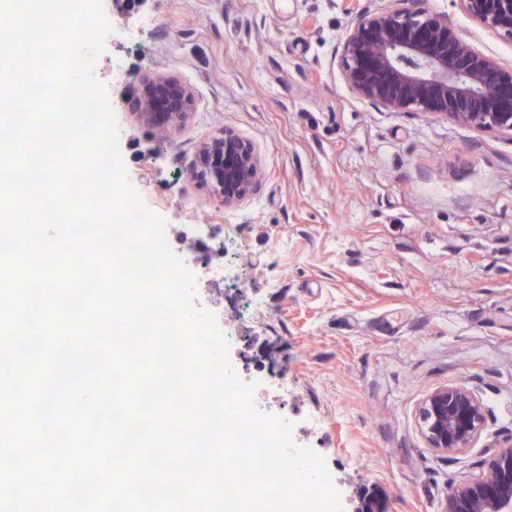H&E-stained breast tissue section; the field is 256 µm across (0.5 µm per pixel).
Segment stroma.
I'll return each instance as SVG.
<instances>
[{"label": "stroma", "mask_w": 512, "mask_h": 512, "mask_svg": "<svg viewBox=\"0 0 512 512\" xmlns=\"http://www.w3.org/2000/svg\"><path fill=\"white\" fill-rule=\"evenodd\" d=\"M111 30L95 65L127 177L194 274L239 371L263 361L262 410L319 451L343 512H444L512 444V133L390 112L339 67L358 10L401 0H102ZM472 47L512 68V42L462 0H423ZM176 78L193 108L154 132L133 99L144 74ZM231 129L263 176L224 206L190 176L199 145ZM223 244L224 277L197 263ZM462 385L484 407L474 447L430 448L419 409Z\"/></svg>", "instance_id": "1"}]
</instances>
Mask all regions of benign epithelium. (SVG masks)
Masks as SVG:
<instances>
[{
    "instance_id": "1",
    "label": "benign epithelium",
    "mask_w": 512,
    "mask_h": 512,
    "mask_svg": "<svg viewBox=\"0 0 512 512\" xmlns=\"http://www.w3.org/2000/svg\"><path fill=\"white\" fill-rule=\"evenodd\" d=\"M463 2L480 25L512 41V0ZM339 65L349 88L375 107L512 132V69L475 51L448 18L419 6L359 12ZM192 106L185 85L159 74L142 79L135 100L140 118L159 130L180 123ZM191 173L226 206L249 196L262 175L254 145L227 129L200 145ZM419 420L430 447L454 454L477 442L483 406L468 388L448 386L427 395ZM445 512H512V445L488 459L482 477L454 487Z\"/></svg>"
}]
</instances>
